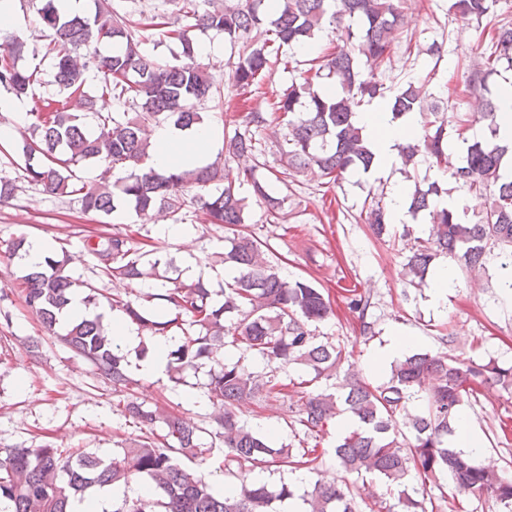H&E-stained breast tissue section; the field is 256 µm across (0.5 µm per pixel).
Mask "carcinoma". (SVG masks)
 <instances>
[{"label": "carcinoma", "mask_w": 512, "mask_h": 512, "mask_svg": "<svg viewBox=\"0 0 512 512\" xmlns=\"http://www.w3.org/2000/svg\"><path fill=\"white\" fill-rule=\"evenodd\" d=\"M41 2L38 15L57 93L42 99V108L29 114L30 138L21 155L23 179L51 194L79 196L88 214L109 216L131 209L140 217L159 214L177 222L184 220L183 210L189 207L208 223L231 231L222 262L234 276L218 289L200 278L182 279L172 257L155 245L148 250L133 246L127 233L87 243L106 276L148 283V291L135 300L112 297V309L121 311L148 339L163 336L174 341L175 349L167 354L169 377L179 380L188 370L210 365L208 399L218 408L214 423L224 445V492L181 465V459L201 454L205 428L124 396L133 383L126 355L101 317L73 319L64 332L56 331L69 296L84 282L66 274L62 261L49 257L39 269L23 268L26 306L44 328L112 381L118 406L140 434L121 442L119 457L49 444L8 450L0 458V505L7 504L9 512H74L90 488L140 481L153 486L155 497H114L113 512H273V503L293 498V491L285 484L272 488L248 478L250 468L267 464L316 471L325 452L318 438L338 416L349 414L359 425L334 448L344 477L333 483L315 481L302 496L309 512H357L348 476L362 473L377 474L400 487L395 502L375 503L376 512H436L427 486L437 485L444 474L451 476L457 494H487L499 512H512V479L490 476L452 447L462 405L486 385L512 389V367L426 351L392 365L383 384L349 374L342 383H332L347 361L346 351L316 341L311 330L331 312L330 297L308 279L284 278L279 265L267 258L268 244L249 232L245 222L248 203L239 193L243 183L251 185L268 215L288 222L285 198L258 175L265 163L256 132L268 122L279 121L288 129V150L283 153L288 171L338 180L369 168L373 155L355 118L364 102L384 97V87L377 74L360 70L356 57H365L374 69L391 61L393 39L405 24L400 0H246L243 7L222 8L213 6V0H182L181 26L163 30L165 22L156 15L147 22L180 45L175 63L147 54L139 30L106 0H96L92 15L66 13L58 0ZM202 2L210 8L200 9ZM495 3L453 0L451 9L463 20L479 21ZM326 24L340 32V43L311 59L310 67L293 79L270 111H251L224 133L225 154L243 165L230 169L213 162L165 174L144 167L151 129L165 121L192 126L202 119L195 103L213 94L214 77L197 61L195 32L224 34V41L237 50L233 80L246 94L270 64L279 61L281 48L309 46ZM260 28L265 38L251 40V32ZM490 42L493 51L484 68L466 77L485 91L496 64L504 62L512 69V26L499 27ZM101 45L111 50L103 53ZM24 48L25 40L16 32L0 34V87L18 98L31 94L37 83V71L15 63ZM91 70L101 75L103 94L123 101V111H96L95 96L87 88ZM389 103L397 117L416 113L421 118L420 137L398 151L403 166L420 155L446 164L451 131L455 142L466 145L462 166L452 172V179L491 198L482 220L465 224L453 211L437 207V199L448 189L435 182L425 189L414 185L410 209L427 213L432 228L430 239L409 256L405 275L424 282L440 253L468 271L483 267L492 253L502 259V269L512 267V180H502L499 173L507 148L495 140L498 97L485 99L482 114L490 138L474 141L464 137L469 117L444 112L439 102L428 100L422 84H409ZM89 114L96 118L93 127L86 123ZM86 161L103 167L98 180H79L75 167ZM208 185L215 186V192L191 194L193 188ZM359 220L379 237L389 234L383 205L371 207ZM227 346L241 351L234 363L224 360ZM255 354L266 361L261 372L245 364ZM287 365L298 370L295 394L304 400L298 422L317 439L310 448L273 447L237 415L246 402L285 398L288 385L279 371ZM323 381L334 391L318 388ZM419 391L424 393L425 410L413 413L408 402ZM412 471L420 478L421 490L410 494L405 479Z\"/></svg>", "instance_id": "obj_1"}]
</instances>
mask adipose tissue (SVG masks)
I'll return each mask as SVG.
<instances>
[{
  "instance_id": "adipose-tissue-1",
  "label": "adipose tissue",
  "mask_w": 512,
  "mask_h": 512,
  "mask_svg": "<svg viewBox=\"0 0 512 512\" xmlns=\"http://www.w3.org/2000/svg\"><path fill=\"white\" fill-rule=\"evenodd\" d=\"M356 120L363 128L368 147L374 156L369 177L387 176L398 159V147L418 135L415 115L393 119L387 102L380 101ZM218 138V130L210 121H202L183 129L172 124L155 127L152 139L156 144L150 157L151 167L159 173L170 171L177 162L190 167L202 166Z\"/></svg>"
}]
</instances>
